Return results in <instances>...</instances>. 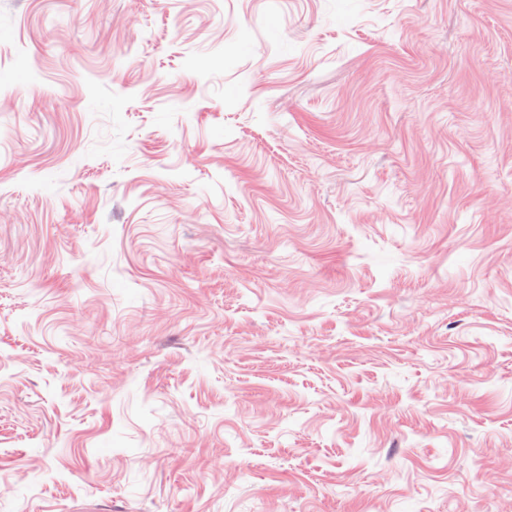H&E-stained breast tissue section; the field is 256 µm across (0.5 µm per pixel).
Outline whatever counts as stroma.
<instances>
[{
    "label": "stroma",
    "mask_w": 512,
    "mask_h": 512,
    "mask_svg": "<svg viewBox=\"0 0 512 512\" xmlns=\"http://www.w3.org/2000/svg\"><path fill=\"white\" fill-rule=\"evenodd\" d=\"M0 512H512V0H0Z\"/></svg>",
    "instance_id": "stroma-1"
}]
</instances>
